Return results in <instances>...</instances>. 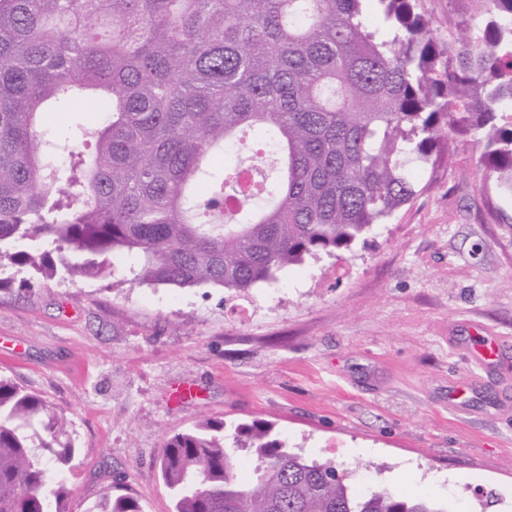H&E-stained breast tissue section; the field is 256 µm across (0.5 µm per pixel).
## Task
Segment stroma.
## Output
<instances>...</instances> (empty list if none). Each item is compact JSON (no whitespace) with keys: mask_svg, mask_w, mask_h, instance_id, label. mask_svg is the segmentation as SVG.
I'll list each match as a JSON object with an SVG mask.
<instances>
[{"mask_svg":"<svg viewBox=\"0 0 512 512\" xmlns=\"http://www.w3.org/2000/svg\"><path fill=\"white\" fill-rule=\"evenodd\" d=\"M436 38L482 26L487 0H422ZM101 103L56 106L50 135L94 127ZM458 142L368 244L279 273L250 296L110 278L0 290V376L50 400L78 450L74 512L126 488L173 512L166 440L195 424L266 421L360 490L512 512V194ZM504 336L486 371L470 356ZM479 384L465 410L450 387Z\"/></svg>","mask_w":512,"mask_h":512,"instance_id":"stroma-1","label":"stroma"}]
</instances>
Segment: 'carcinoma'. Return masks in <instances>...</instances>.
I'll return each instance as SVG.
<instances>
[{"label": "carcinoma", "mask_w": 512, "mask_h": 512, "mask_svg": "<svg viewBox=\"0 0 512 512\" xmlns=\"http://www.w3.org/2000/svg\"><path fill=\"white\" fill-rule=\"evenodd\" d=\"M451 50L421 0H0V290L130 274L247 295L351 250L463 138L512 192V0ZM104 99L77 146L52 99ZM177 434L160 467L175 512H448L360 491L269 424ZM256 460L234 475L236 453ZM74 448L41 396L0 376V512H68ZM87 512H142L109 493Z\"/></svg>", "instance_id": "carcinoma-1"}]
</instances>
